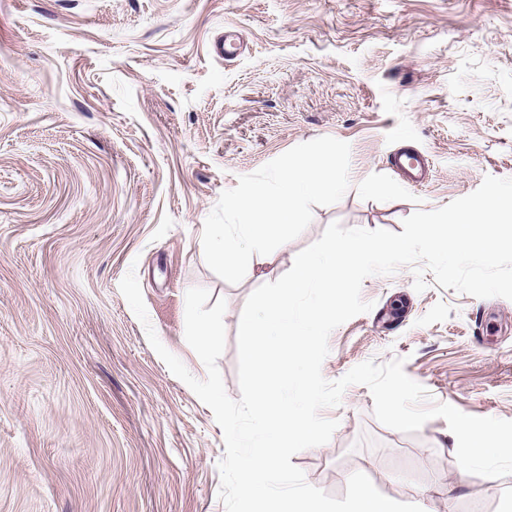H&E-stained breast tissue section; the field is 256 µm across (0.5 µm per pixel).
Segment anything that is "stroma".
Listing matches in <instances>:
<instances>
[{
    "label": "stroma",
    "instance_id": "1",
    "mask_svg": "<svg viewBox=\"0 0 512 512\" xmlns=\"http://www.w3.org/2000/svg\"><path fill=\"white\" fill-rule=\"evenodd\" d=\"M228 30L242 45L215 58ZM306 156L332 177L267 240L279 276L331 223L399 233L512 178V0H0V512H226L223 432L146 330L205 378L185 294L225 299L217 364L240 399L259 282L216 265L202 227ZM424 279L368 277L323 376L401 358L431 401L512 420V300ZM373 409L363 385L323 409L331 440L291 458L309 484L341 498L362 472L424 512H501L512 475L465 472L444 419L405 434Z\"/></svg>",
    "mask_w": 512,
    "mask_h": 512
}]
</instances>
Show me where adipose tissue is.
<instances>
[{
	"mask_svg": "<svg viewBox=\"0 0 512 512\" xmlns=\"http://www.w3.org/2000/svg\"><path fill=\"white\" fill-rule=\"evenodd\" d=\"M328 177L323 162L310 157L295 160L288 169L276 177V193L256 185L243 196L229 199V206L236 212L238 236L225 235L223 229L210 228L206 234L211 242V258L217 265L235 259L239 239H247L254 245L243 271L246 275H264L270 261L263 244L274 225L291 224L303 200L320 191Z\"/></svg>",
	"mask_w": 512,
	"mask_h": 512,
	"instance_id": "adipose-tissue-1",
	"label": "adipose tissue"
}]
</instances>
